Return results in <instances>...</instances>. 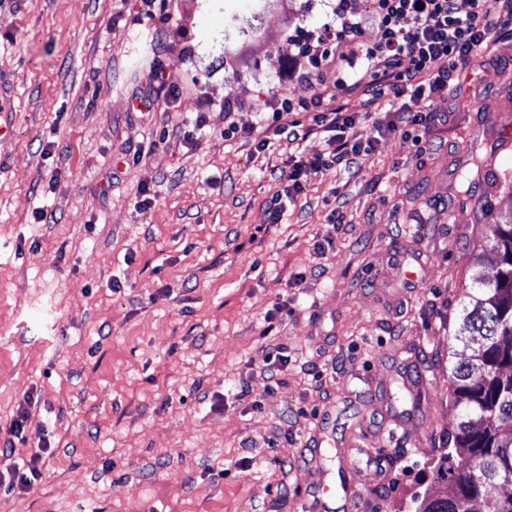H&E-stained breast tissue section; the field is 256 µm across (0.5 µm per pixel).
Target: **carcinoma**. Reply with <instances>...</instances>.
Here are the masks:
<instances>
[{"label":"carcinoma","instance_id":"carcinoma-1","mask_svg":"<svg viewBox=\"0 0 512 512\" xmlns=\"http://www.w3.org/2000/svg\"><path fill=\"white\" fill-rule=\"evenodd\" d=\"M493 274L480 275L462 305L459 340L469 354L448 365L459 410L453 447L433 466L438 494L415 493L414 512H512V219L490 225Z\"/></svg>","mask_w":512,"mask_h":512}]
</instances>
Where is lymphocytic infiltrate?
Masks as SVG:
<instances>
[{
    "mask_svg": "<svg viewBox=\"0 0 512 512\" xmlns=\"http://www.w3.org/2000/svg\"><path fill=\"white\" fill-rule=\"evenodd\" d=\"M334 14L335 23L288 38L289 47L311 66L309 97L252 105L266 133L257 140V149L267 148L272 134L298 137L291 118L298 110L314 112L316 133L328 136L326 148L315 153L310 166L291 165L282 193L269 203L275 219L283 214L286 201L301 191L309 171L350 168L369 154V147L346 137L354 116L343 105L344 97L362 94L370 104L386 107L385 120L372 125L378 137L409 134L427 120L412 110L413 101H435L474 56L490 50L498 38L512 35V0H372L369 37L344 5H336ZM326 70L339 72L338 81L326 84L321 78Z\"/></svg>",
    "mask_w": 512,
    "mask_h": 512,
    "instance_id": "1",
    "label": "lymphocytic infiltrate"
}]
</instances>
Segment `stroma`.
<instances>
[{
    "label": "stroma",
    "instance_id": "35a3bbf8",
    "mask_svg": "<svg viewBox=\"0 0 512 512\" xmlns=\"http://www.w3.org/2000/svg\"><path fill=\"white\" fill-rule=\"evenodd\" d=\"M335 5L264 0L247 37L230 19L252 0H156L150 19L140 0H0L16 126L0 142V429L27 408L26 437L52 449L0 512H303L320 430L341 448L370 435L393 461L348 475L365 490L349 512L438 491L465 291L495 262L490 224L512 217V37L471 61L422 140L309 175L275 221L279 174L315 140L259 150L224 127L254 126L251 101L309 96L286 39ZM155 61L181 90L147 112ZM228 100L243 104L229 118ZM488 145L495 171L462 197ZM46 203L53 222L35 223Z\"/></svg>",
    "mask_w": 512,
    "mask_h": 512
}]
</instances>
